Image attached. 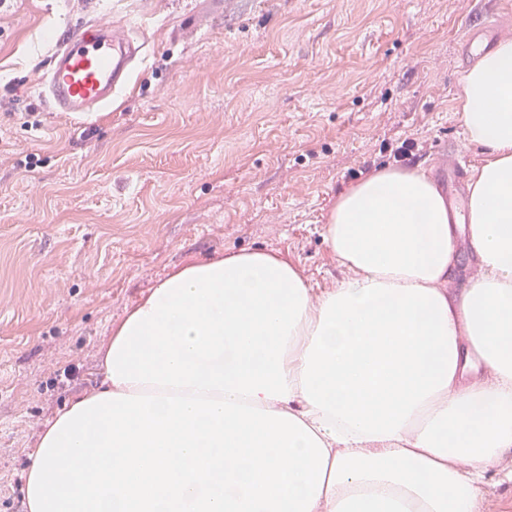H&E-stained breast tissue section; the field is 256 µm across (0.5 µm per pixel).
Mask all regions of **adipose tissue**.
<instances>
[{"label":"adipose tissue","mask_w":512,"mask_h":512,"mask_svg":"<svg viewBox=\"0 0 512 512\" xmlns=\"http://www.w3.org/2000/svg\"><path fill=\"white\" fill-rule=\"evenodd\" d=\"M463 90L487 150L465 224L382 169L322 227L332 287L265 249L173 267L42 431L28 512H478L512 447V37ZM461 231L479 271L453 297Z\"/></svg>","instance_id":"obj_1"}]
</instances>
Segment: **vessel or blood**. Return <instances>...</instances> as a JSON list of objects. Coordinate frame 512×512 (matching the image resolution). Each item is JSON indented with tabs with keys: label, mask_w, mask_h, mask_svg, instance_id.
<instances>
[{
	"label": "vessel or blood",
	"mask_w": 512,
	"mask_h": 512,
	"mask_svg": "<svg viewBox=\"0 0 512 512\" xmlns=\"http://www.w3.org/2000/svg\"><path fill=\"white\" fill-rule=\"evenodd\" d=\"M138 31L134 38L121 26L88 23L60 39L39 83L46 105L74 118L110 107L128 89L132 62L141 57L150 38L147 24H139ZM464 33L466 53L474 59L492 49L504 29L498 22L482 21L465 27ZM435 173L449 199L457 200L466 179L464 169L441 161Z\"/></svg>",
	"instance_id": "vessel-or-blood-1"
}]
</instances>
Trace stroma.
<instances>
[{"instance_id":"1","label":"stroma","mask_w":512,"mask_h":512,"mask_svg":"<svg viewBox=\"0 0 512 512\" xmlns=\"http://www.w3.org/2000/svg\"><path fill=\"white\" fill-rule=\"evenodd\" d=\"M503 3L0 0V512H27L45 424L98 385L113 323L173 266L274 249L329 288L347 272L321 226L349 170L391 166L382 141L423 132L412 171L446 142L481 167L462 24ZM145 16L130 93L88 121L49 111L38 77L59 36ZM480 488L481 512H512V448Z\"/></svg>"}]
</instances>
